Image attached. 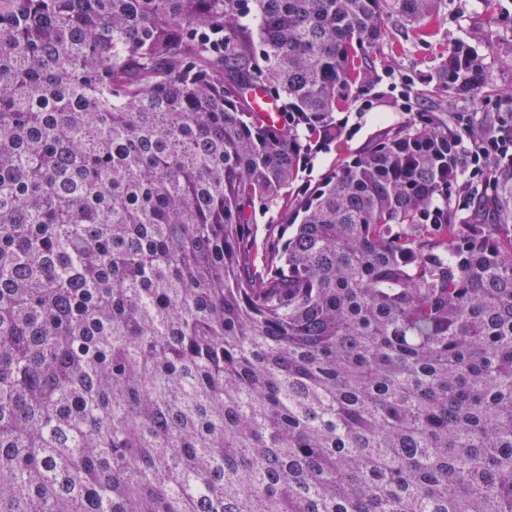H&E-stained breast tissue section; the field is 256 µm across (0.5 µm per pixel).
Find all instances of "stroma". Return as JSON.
Returning a JSON list of instances; mask_svg holds the SVG:
<instances>
[{"instance_id":"35a3bbf8","label":"stroma","mask_w":512,"mask_h":512,"mask_svg":"<svg viewBox=\"0 0 512 512\" xmlns=\"http://www.w3.org/2000/svg\"><path fill=\"white\" fill-rule=\"evenodd\" d=\"M387 27L386 41L367 50L366 69L336 112L340 140L318 152L302 173L309 184L408 121L430 119L456 134L466 122L475 132L490 134L512 125V0H440L426 36L394 15ZM459 44L484 65L486 84L479 94L435 90L438 69Z\"/></svg>"}]
</instances>
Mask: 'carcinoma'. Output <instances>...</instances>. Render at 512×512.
Instances as JSON below:
<instances>
[{"label": "carcinoma", "mask_w": 512, "mask_h": 512, "mask_svg": "<svg viewBox=\"0 0 512 512\" xmlns=\"http://www.w3.org/2000/svg\"><path fill=\"white\" fill-rule=\"evenodd\" d=\"M439 2L0 0V512H512V167L455 224L408 123L297 187Z\"/></svg>", "instance_id": "1"}]
</instances>
